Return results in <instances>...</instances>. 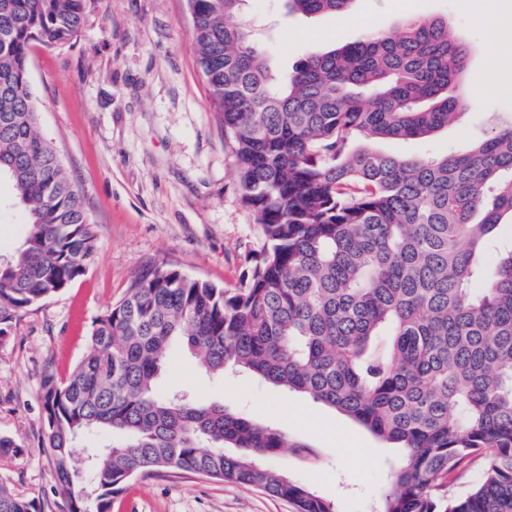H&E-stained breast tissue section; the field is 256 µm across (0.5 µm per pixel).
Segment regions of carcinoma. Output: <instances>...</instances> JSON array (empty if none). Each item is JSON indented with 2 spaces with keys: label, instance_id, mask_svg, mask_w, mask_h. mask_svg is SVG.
Segmentation results:
<instances>
[{
  "label": "carcinoma",
  "instance_id": "1",
  "mask_svg": "<svg viewBox=\"0 0 512 512\" xmlns=\"http://www.w3.org/2000/svg\"><path fill=\"white\" fill-rule=\"evenodd\" d=\"M246 0H190L210 103L263 249L226 290L172 267L135 276L88 351L43 378L45 445L69 512H95L140 474L178 469L334 512L257 459L288 435L221 403L162 393L174 342L214 376L243 373L334 408L401 449L381 512H512V250L484 276L489 236L512 217V125L465 153L424 158L374 143L425 139L461 102L468 51L433 19L368 31L276 75ZM316 15L354 0H284ZM89 0H0V181L26 217L0 258V341L21 312L84 275L98 244L83 192L37 132L32 50L73 41ZM108 443L88 447L93 434ZM482 479L445 487L472 459ZM0 512H43L0 484Z\"/></svg>",
  "mask_w": 512,
  "mask_h": 512
}]
</instances>
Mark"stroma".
<instances>
[{
    "mask_svg": "<svg viewBox=\"0 0 512 512\" xmlns=\"http://www.w3.org/2000/svg\"><path fill=\"white\" fill-rule=\"evenodd\" d=\"M512 0H355L336 14L286 12L282 0H249L244 15L278 70L312 53L355 41L366 31H392L433 18L469 48L454 93L456 119L435 136L387 141L399 155L464 153L512 122V34L500 35L491 11ZM495 44L507 89L489 86L488 44ZM31 82L39 134L52 142L87 201L98 234L83 276L21 313L0 343V436L19 447L0 456V484L67 512L44 448L45 375L66 378L87 350L96 319L126 293L136 274L166 263L227 287L238 283L247 255L263 239L244 203L234 157L217 123L191 35L187 0H91L86 23L68 46L35 48ZM26 236L23 213L0 184V254L13 255ZM163 390L186 388L203 402L288 433L312 448L265 458L309 485L336 512H379L391 462L398 456L344 414L245 374L214 378L174 346ZM112 512H296L257 489L182 470L150 472L112 499Z\"/></svg>",
    "mask_w": 512,
    "mask_h": 512,
    "instance_id": "1",
    "label": "stroma"
}]
</instances>
